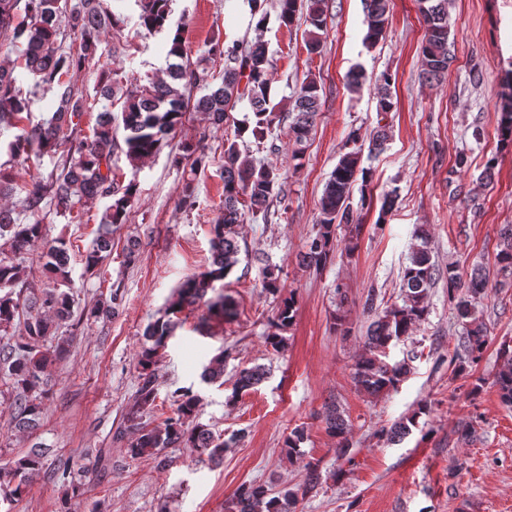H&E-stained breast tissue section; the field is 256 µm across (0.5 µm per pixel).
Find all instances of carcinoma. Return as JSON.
<instances>
[{
	"instance_id": "carcinoma-1",
	"label": "carcinoma",
	"mask_w": 512,
	"mask_h": 512,
	"mask_svg": "<svg viewBox=\"0 0 512 512\" xmlns=\"http://www.w3.org/2000/svg\"><path fill=\"white\" fill-rule=\"evenodd\" d=\"M139 9L138 24L147 31L162 30L169 18V0H134ZM366 31L363 42L368 47L376 46L385 36L389 21L390 0H365ZM419 13L424 26V37L420 48L421 76L428 82L439 81L448 73L453 61L450 40L451 26L449 7L451 0H423ZM281 24L290 26L299 11H306L309 29L304 31V44L308 54L320 52L321 31L329 11V0H278ZM75 35V47L65 51L58 44L63 16ZM120 18L101 7V0H82L81 7L67 10L62 0H0V38L14 49L16 58L10 66L0 65V138L19 128L23 113L28 111L30 97L15 75L16 70L33 78L34 86L57 98V108L45 123L13 136L7 144L11 156L16 159L55 157L59 151L66 152L65 159L50 173L44 183L38 182L26 191L21 200L23 209L35 212L41 201L50 197L55 212L76 219L80 213L78 205L85 198L102 197L111 200L101 218V232L92 248L85 255L86 270L94 269L112 252V225L123 223L127 209L135 199L137 188L133 181L117 182L112 176V145H114V116L105 109L98 116L93 135L89 139L72 137L73 118L81 117L86 100L82 89L74 84L71 73L78 71L103 57L102 36ZM208 54L224 62L221 82L213 84L214 74L200 66L193 68L187 62L188 53L181 31H176L166 52V67L148 84L129 91L122 100L121 121L123 125L125 155L135 166L144 158L154 155L162 141L182 122L189 107L186 92L198 86L208 90L195 103L199 112L208 115L212 124L221 126L230 120L229 111L242 100L248 101L253 120L234 123L233 137L224 140V212L211 225V262L206 271L187 278L173 294L167 314L193 305L215 290L238 264L240 245L236 228L244 223L246 213H261L264 221L279 219L282 214L271 209V203L281 193V173L258 162L247 150H240L239 141L246 133L262 140L272 130L274 112L285 111L288 124V139L292 142L291 161L294 168L303 165L305 144L310 138L314 118L321 107V86L316 80L305 82L291 100V107L284 110L280 103L272 101L271 60L265 45L257 41L244 48L238 42L211 43ZM393 77L384 72L377 79L378 110L390 112L394 103L390 95ZM501 94V119L499 124L500 145L512 146V74L504 84ZM348 142L353 144L341 153L339 160L325 183L319 201L318 229L302 255V263L318 268L329 259L336 234V226L355 224L351 196L354 186L370 183V169L362 166V146L358 145L359 134L352 133ZM13 210L0 207V239L9 244L11 254L0 255V332H7L21 321L24 333L14 337L0 347V369L4 370L3 386L13 398L15 407L14 426L20 430L37 426L43 410V399L47 393L48 380L45 372L52 362L68 350L70 337L59 333L62 323L71 316L73 297L69 289V249L64 238L41 248L39 262L42 269L53 280V287L41 291V296L21 301V293L15 288L26 283V266L15 253L26 247H35L42 240V224L36 220L31 224H19L12 217ZM416 245L410 264L402 272V304L385 308L376 314L363 342L361 354L354 364L353 380L358 389L371 397H378L396 389L409 373L406 361L389 362V347L412 336L417 324L428 312L429 290L438 279L448 281V299L454 303L458 321L464 332L459 346L471 362L478 361L488 343L486 324L476 316L475 301L485 294L486 280L479 273L465 281L456 267L445 270L432 262L427 247V233L416 235ZM499 271L512 276V228L504 231L500 250L496 254ZM122 298L112 292L109 299L96 303L89 315L97 318L115 313ZM209 309L226 317L235 315L234 302L224 295L209 301ZM296 317L294 297L281 300L270 322L265 340L273 351L285 349L283 332ZM176 322L171 319L149 324L144 331L145 343L139 355L140 387L136 408L128 415L131 427L136 430L128 438L127 452L133 458L152 456L158 464L165 463L162 451L172 446L189 448L211 462L224 457L229 441L224 435L213 432L197 421L201 396L191 387L174 391L175 416L166 420L162 430L149 429L137 419L153 408L157 397L155 358L166 346ZM55 345L46 347L47 339ZM229 353L222 350L204 366L201 380L214 384L224 378V364ZM501 367L494 377L501 402L512 405V346L503 343L500 347ZM267 377L262 365L244 367L236 376L229 401L239 393L261 384ZM429 412L422 405L410 417L380 430V436L388 441L404 438L417 424L419 415ZM325 423L328 433L336 438V454L347 455L350 444L349 424L334 404L326 407ZM307 436L296 429L284 441L283 452L288 459L303 456L301 444ZM44 455L33 450L27 455L0 466V491L9 498H19L27 488L33 473L41 470ZM319 464H306V479L300 490L284 487L276 492L263 484L243 483L233 493L227 512H296L298 492L314 488L318 478ZM53 478L66 495L63 504L83 494L72 464L60 460L53 469Z\"/></svg>"
}]
</instances>
